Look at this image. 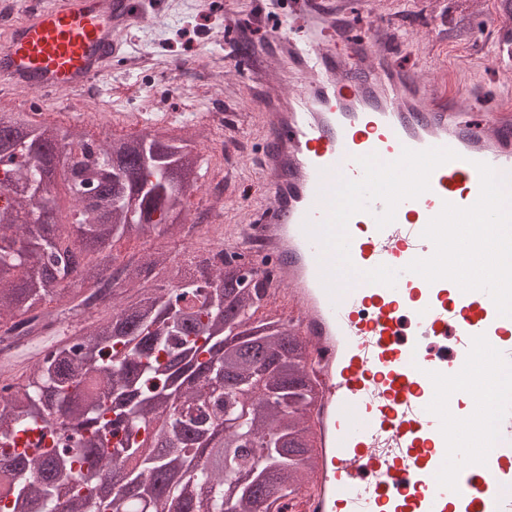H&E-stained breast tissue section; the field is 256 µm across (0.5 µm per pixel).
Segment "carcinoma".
I'll return each instance as SVG.
<instances>
[{
	"label": "carcinoma",
	"instance_id": "cac0c4a2",
	"mask_svg": "<svg viewBox=\"0 0 512 512\" xmlns=\"http://www.w3.org/2000/svg\"><path fill=\"white\" fill-rule=\"evenodd\" d=\"M444 12L456 35L471 29L469 3ZM0 163V325L34 321L35 340L105 309L0 366L16 381L0 395V512H288L318 462L308 346L276 313L256 317L264 282L241 287L226 256L112 253L117 239L184 237L201 170L191 141L86 139L1 112ZM159 266L167 280L149 283ZM32 429L52 443L25 456L16 437ZM115 469L118 489L103 481Z\"/></svg>",
	"mask_w": 512,
	"mask_h": 512
}]
</instances>
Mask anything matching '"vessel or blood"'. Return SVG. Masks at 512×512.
I'll return each mask as SVG.
<instances>
[{
	"instance_id": "obj_1",
	"label": "vessel or blood",
	"mask_w": 512,
	"mask_h": 512,
	"mask_svg": "<svg viewBox=\"0 0 512 512\" xmlns=\"http://www.w3.org/2000/svg\"><path fill=\"white\" fill-rule=\"evenodd\" d=\"M286 6L305 19L301 38L264 19L271 48L245 64L265 73L279 58L303 85L257 103L270 204L242 225L239 245L249 261L272 265V286L321 381L312 412L318 468L302 489L309 512H512V395L485 388L474 373L482 352L488 371L512 368V317L499 315L486 292L406 269L433 254L421 233L444 203L477 201V163L512 180V109L471 120L472 96L449 90L446 78L423 81L391 66L374 43L348 40L334 0ZM142 19L128 0L28 8L0 34V86L54 95L107 82L118 33ZM406 147H446L457 157L432 172L428 191L402 201L385 228L374 219L379 201L347 225L353 265L397 269L396 286L358 279L331 296L321 247L304 230L327 214L321 190L361 179L358 157L391 162ZM477 407L494 422L486 456L458 430L475 422Z\"/></svg>"
}]
</instances>
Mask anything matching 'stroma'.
<instances>
[{"label":"stroma","mask_w":512,"mask_h":512,"mask_svg":"<svg viewBox=\"0 0 512 512\" xmlns=\"http://www.w3.org/2000/svg\"><path fill=\"white\" fill-rule=\"evenodd\" d=\"M348 19L351 38L366 34L374 23L388 24L398 19V45L390 62L395 67L423 79L446 75L450 85L467 92L477 91L487 99H512V72L492 61L497 27L505 18L497 0H478L472 18L473 34L467 40L449 38L447 16L438 0H339ZM279 13L273 0H159L156 10L118 37L123 55L112 60V79L90 87L88 105L109 122L117 112H145L149 109L146 92L153 81L175 75L181 94L171 99L159 126L170 134L193 133L202 157L198 189L190 198L192 212L202 223H209L208 198L220 169L232 172L224 184L223 211L226 244H236L237 226L250 211L267 201L263 180L256 163L263 130L255 102L267 95L269 81H250L241 58L245 48L265 45L267 30L256 18L259 10ZM223 112L224 126L209 124L208 116ZM251 183V197H239L236 181ZM165 251L178 259L202 256L208 251L205 240L172 242L123 239L112 252L119 260L129 254Z\"/></svg>","instance_id":"stroma-1"}]
</instances>
